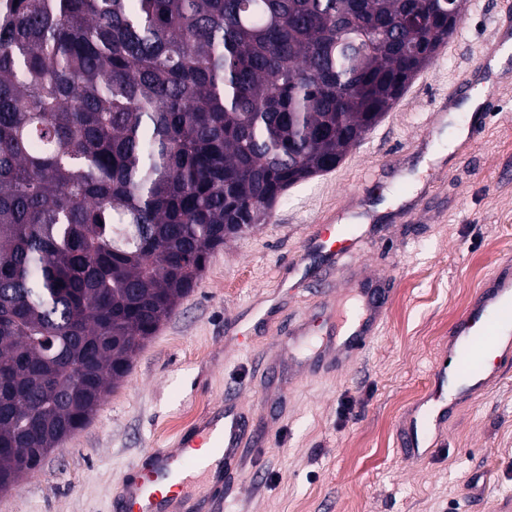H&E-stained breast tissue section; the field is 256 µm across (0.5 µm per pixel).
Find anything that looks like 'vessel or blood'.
I'll return each mask as SVG.
<instances>
[{"mask_svg": "<svg viewBox=\"0 0 512 512\" xmlns=\"http://www.w3.org/2000/svg\"><path fill=\"white\" fill-rule=\"evenodd\" d=\"M369 232L362 226L345 227L324 219L311 236L309 250L324 267L357 262ZM357 286L362 299L357 315L339 323L330 345L336 362L348 364L366 351L383 322L379 298L385 279L364 278ZM512 370V269H496L480 293L448 330L445 364L433 370L431 387L421 403L402 419L400 446L416 458L442 446L440 423L455 407L496 388ZM248 439L241 415L234 409L206 419L184 434L172 448H154L132 465L124 478V493L113 502L114 512H198L199 506L185 485L189 474L202 477L209 504L220 512L224 502L225 470L237 467L238 450ZM188 448H212L222 467L212 470L206 458L185 456Z\"/></svg>", "mask_w": 512, "mask_h": 512, "instance_id": "b4317fda", "label": "vessel or blood"}]
</instances>
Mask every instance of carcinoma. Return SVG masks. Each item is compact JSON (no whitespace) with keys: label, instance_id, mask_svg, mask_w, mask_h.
I'll return each mask as SVG.
<instances>
[{"label":"carcinoma","instance_id":"1","mask_svg":"<svg viewBox=\"0 0 512 512\" xmlns=\"http://www.w3.org/2000/svg\"><path fill=\"white\" fill-rule=\"evenodd\" d=\"M454 28L443 0H0V487Z\"/></svg>","mask_w":512,"mask_h":512}]
</instances>
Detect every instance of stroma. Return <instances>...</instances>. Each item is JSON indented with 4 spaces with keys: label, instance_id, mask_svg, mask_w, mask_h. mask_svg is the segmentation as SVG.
<instances>
[{
    "label": "stroma",
    "instance_id": "1",
    "mask_svg": "<svg viewBox=\"0 0 512 512\" xmlns=\"http://www.w3.org/2000/svg\"><path fill=\"white\" fill-rule=\"evenodd\" d=\"M456 28L339 166L289 188L264 224L211 254L91 422L0 493V512H113L128 469L222 410L228 393L252 442L222 512H497L512 502V372L445 419L446 445L432 456H404L397 434L451 325L496 265L512 262V57L497 75L487 66L512 34V0H466ZM487 78L482 133L455 143L468 118L445 123L441 108ZM389 197L401 206L371 216ZM328 213L370 215L357 267L340 266L333 287L289 292L319 264L304 245ZM358 275L390 283L378 335L354 362L318 365L289 330L313 322L323 343Z\"/></svg>",
    "mask_w": 512,
    "mask_h": 512
}]
</instances>
